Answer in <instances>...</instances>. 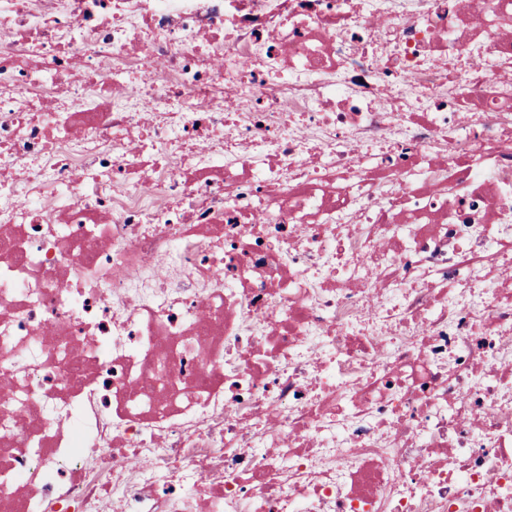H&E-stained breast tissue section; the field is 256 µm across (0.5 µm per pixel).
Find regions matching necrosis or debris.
<instances>
[{"mask_svg":"<svg viewBox=\"0 0 512 512\" xmlns=\"http://www.w3.org/2000/svg\"><path fill=\"white\" fill-rule=\"evenodd\" d=\"M0 512H512V0H0Z\"/></svg>","mask_w":512,"mask_h":512,"instance_id":"obj_1","label":"necrosis or debris"}]
</instances>
